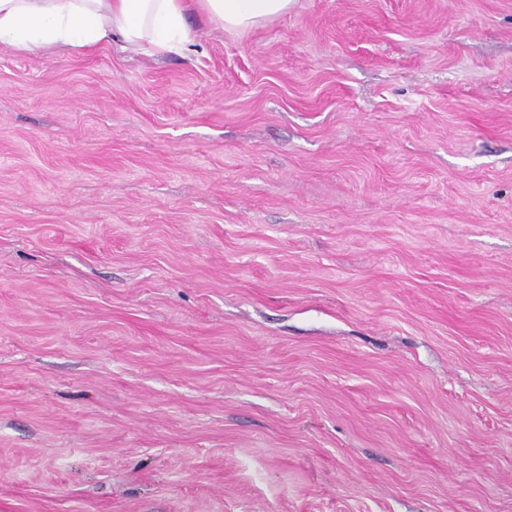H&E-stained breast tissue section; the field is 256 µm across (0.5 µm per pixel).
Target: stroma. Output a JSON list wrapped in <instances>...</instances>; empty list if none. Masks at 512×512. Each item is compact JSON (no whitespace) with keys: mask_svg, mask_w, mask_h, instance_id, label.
<instances>
[{"mask_svg":"<svg viewBox=\"0 0 512 512\" xmlns=\"http://www.w3.org/2000/svg\"><path fill=\"white\" fill-rule=\"evenodd\" d=\"M0 46V512H512V0Z\"/></svg>","mask_w":512,"mask_h":512,"instance_id":"35a3bbf8","label":"stroma"}]
</instances>
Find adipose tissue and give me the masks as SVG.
Listing matches in <instances>:
<instances>
[{"mask_svg":"<svg viewBox=\"0 0 512 512\" xmlns=\"http://www.w3.org/2000/svg\"><path fill=\"white\" fill-rule=\"evenodd\" d=\"M294 0H0V44L24 55L80 52L113 39L136 51L188 50L186 16L196 10L244 32L288 13Z\"/></svg>","mask_w":512,"mask_h":512,"instance_id":"ef3b65f1","label":"adipose tissue"}]
</instances>
